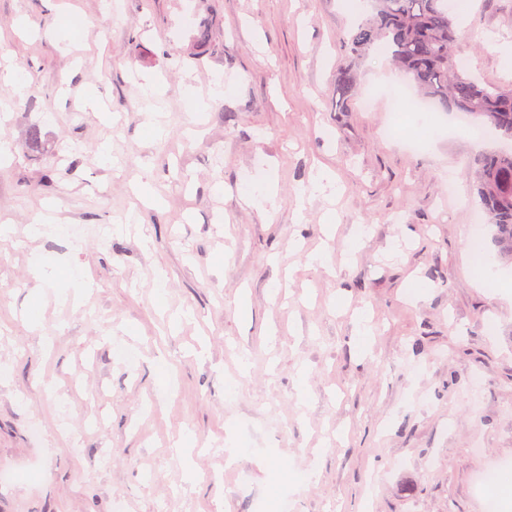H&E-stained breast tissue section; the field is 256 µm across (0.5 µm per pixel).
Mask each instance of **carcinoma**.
<instances>
[{
	"label": "carcinoma",
	"mask_w": 512,
	"mask_h": 512,
	"mask_svg": "<svg viewBox=\"0 0 512 512\" xmlns=\"http://www.w3.org/2000/svg\"><path fill=\"white\" fill-rule=\"evenodd\" d=\"M371 12L344 40L348 64L336 72V111H351L357 93L355 65L374 48L389 52L411 87L441 112H459L512 140V87L481 80L457 60L456 22L448 0H369ZM45 142L39 126L30 128L24 153L35 157ZM470 165L477 194L492 226L494 259L512 265V153L475 155Z\"/></svg>",
	"instance_id": "1"
}]
</instances>
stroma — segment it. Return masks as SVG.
Here are the masks:
<instances>
[{"label": "stroma", "instance_id": "obj_1", "mask_svg": "<svg viewBox=\"0 0 512 512\" xmlns=\"http://www.w3.org/2000/svg\"><path fill=\"white\" fill-rule=\"evenodd\" d=\"M355 20L342 0H0V72L30 84L0 82V512H484L477 479L512 461V267L490 288L472 263L473 234L494 247L469 161L512 141L389 98L381 49L337 111ZM458 25L457 58L512 86V0ZM260 168L277 189L250 205ZM320 169L334 204L306 193ZM45 205L55 229L31 235Z\"/></svg>", "mask_w": 512, "mask_h": 512}]
</instances>
